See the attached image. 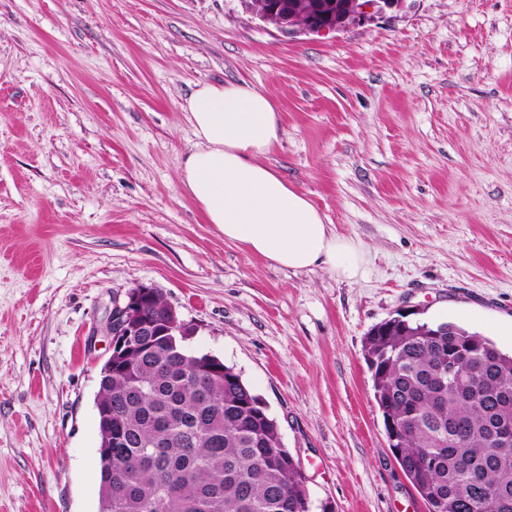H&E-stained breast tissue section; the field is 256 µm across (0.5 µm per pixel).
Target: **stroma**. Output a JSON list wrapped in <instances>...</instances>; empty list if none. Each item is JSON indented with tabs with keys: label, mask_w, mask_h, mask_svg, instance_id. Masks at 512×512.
Instances as JSON below:
<instances>
[{
	"label": "stroma",
	"mask_w": 512,
	"mask_h": 512,
	"mask_svg": "<svg viewBox=\"0 0 512 512\" xmlns=\"http://www.w3.org/2000/svg\"><path fill=\"white\" fill-rule=\"evenodd\" d=\"M240 80L355 278L271 265L182 191V102ZM140 284L264 399L312 512H427L363 339L413 309L512 352V0H403L328 34L243 0H0V512H98L105 324Z\"/></svg>",
	"instance_id": "stroma-1"
}]
</instances>
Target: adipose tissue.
Segmentation results:
<instances>
[{
  "instance_id": "1",
  "label": "adipose tissue",
  "mask_w": 512,
  "mask_h": 512,
  "mask_svg": "<svg viewBox=\"0 0 512 512\" xmlns=\"http://www.w3.org/2000/svg\"><path fill=\"white\" fill-rule=\"evenodd\" d=\"M182 109L190 115L197 144L184 161L180 182L207 223L272 265L356 276L363 263L360 250L265 164L280 140L281 124L262 90L245 81L204 82Z\"/></svg>"
}]
</instances>
